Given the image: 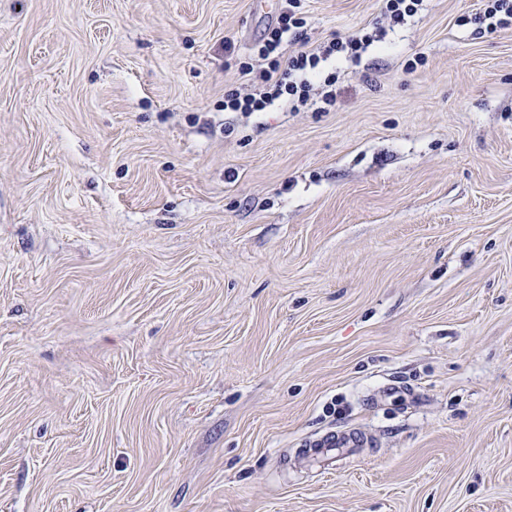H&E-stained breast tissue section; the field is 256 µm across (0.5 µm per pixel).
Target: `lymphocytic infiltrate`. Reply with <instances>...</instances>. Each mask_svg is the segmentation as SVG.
Masks as SVG:
<instances>
[{
    "label": "lymphocytic infiltrate",
    "instance_id": "1",
    "mask_svg": "<svg viewBox=\"0 0 512 512\" xmlns=\"http://www.w3.org/2000/svg\"><path fill=\"white\" fill-rule=\"evenodd\" d=\"M297 0H286L275 26L255 54L257 63L243 62L239 70L252 90L242 94L230 90L224 94V107L233 112H261L276 100L293 106L306 105L312 89L310 78L319 74L322 62L331 58L359 61L363 52L384 35L382 28H364L347 37L332 39L313 48L288 51L289 39H302L305 20L297 11Z\"/></svg>",
    "mask_w": 512,
    "mask_h": 512
}]
</instances>
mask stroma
I'll list each match as a JSON object with an SVG mask.
<instances>
[{"label":"stroma","mask_w":512,"mask_h":512,"mask_svg":"<svg viewBox=\"0 0 512 512\" xmlns=\"http://www.w3.org/2000/svg\"><path fill=\"white\" fill-rule=\"evenodd\" d=\"M280 8L0 0V512H512V29L424 0L330 111H225ZM372 444L373 439H369L359 429L347 427L325 432L307 441L304 447L309 449L312 459L331 465L340 451L342 454H350L354 448H369Z\"/></svg>","instance_id":"obj_1"}]
</instances>
